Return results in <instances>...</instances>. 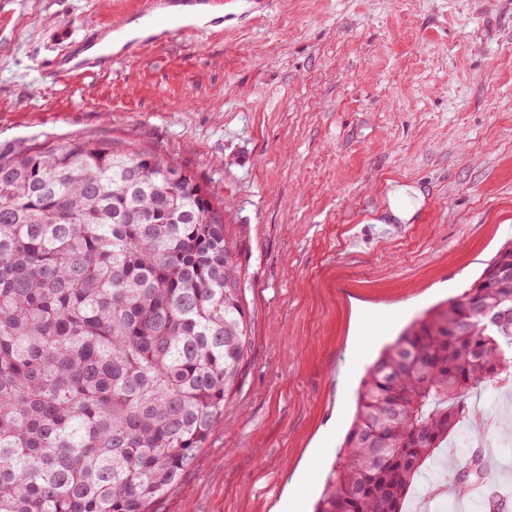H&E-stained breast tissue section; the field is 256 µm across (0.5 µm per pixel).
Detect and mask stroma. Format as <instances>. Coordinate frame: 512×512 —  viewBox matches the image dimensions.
I'll return each instance as SVG.
<instances>
[{
  "label": "stroma",
  "mask_w": 512,
  "mask_h": 512,
  "mask_svg": "<svg viewBox=\"0 0 512 512\" xmlns=\"http://www.w3.org/2000/svg\"><path fill=\"white\" fill-rule=\"evenodd\" d=\"M140 5L0 0V145L135 141L212 193L250 348L159 512H312L381 349L512 240V0H226L211 42L40 75ZM423 196L411 186H398L389 193L388 210L393 218L409 221L421 206Z\"/></svg>",
  "instance_id": "obj_1"
}]
</instances>
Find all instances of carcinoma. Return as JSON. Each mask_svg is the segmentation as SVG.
Returning a JSON list of instances; mask_svg holds the SVG:
<instances>
[{
	"mask_svg": "<svg viewBox=\"0 0 512 512\" xmlns=\"http://www.w3.org/2000/svg\"><path fill=\"white\" fill-rule=\"evenodd\" d=\"M241 241L178 162L93 136L0 146V512H157L236 392ZM476 278L380 353L314 512H403L465 403L512 379ZM462 494L480 457L445 465Z\"/></svg>",
	"mask_w": 512,
	"mask_h": 512,
	"instance_id": "cac0c4a2",
	"label": "carcinoma"
}]
</instances>
